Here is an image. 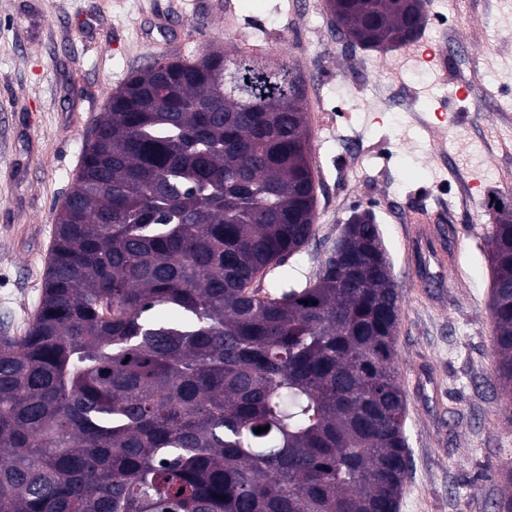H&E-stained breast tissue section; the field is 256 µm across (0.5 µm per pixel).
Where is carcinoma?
Wrapping results in <instances>:
<instances>
[{
    "mask_svg": "<svg viewBox=\"0 0 512 512\" xmlns=\"http://www.w3.org/2000/svg\"><path fill=\"white\" fill-rule=\"evenodd\" d=\"M327 11L381 50L421 33L426 0ZM305 92L288 61L219 45L112 92L34 318L0 336V512H398L402 293L378 225L304 287H255L316 235ZM491 209L512 421V194Z\"/></svg>",
    "mask_w": 512,
    "mask_h": 512,
    "instance_id": "cac0c4a2",
    "label": "carcinoma"
}]
</instances>
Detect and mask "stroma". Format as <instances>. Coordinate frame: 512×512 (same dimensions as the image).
<instances>
[{"label": "stroma", "mask_w": 512, "mask_h": 512, "mask_svg": "<svg viewBox=\"0 0 512 512\" xmlns=\"http://www.w3.org/2000/svg\"><path fill=\"white\" fill-rule=\"evenodd\" d=\"M456 38L465 50L429 67L403 46L346 48L326 0H0V333L31 322L86 135L130 73L214 44L286 58L307 79L318 230L272 276L314 279L348 217L373 211L404 293L399 512H495L512 423L490 373L487 234L491 197L512 180V124L485 99L512 111V0H428L420 41ZM473 73L465 97L452 95ZM442 206L454 258L444 271L412 253L406 222Z\"/></svg>", "instance_id": "1"}]
</instances>
